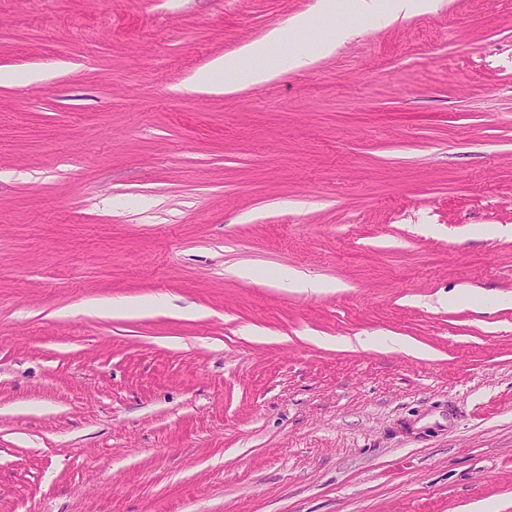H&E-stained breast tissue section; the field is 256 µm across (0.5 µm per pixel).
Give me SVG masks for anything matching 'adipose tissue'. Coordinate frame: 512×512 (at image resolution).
Segmentation results:
<instances>
[{"label":"adipose tissue","instance_id":"adipose-tissue-1","mask_svg":"<svg viewBox=\"0 0 512 512\" xmlns=\"http://www.w3.org/2000/svg\"><path fill=\"white\" fill-rule=\"evenodd\" d=\"M308 26L306 17L298 16L288 25L271 29L263 40L245 45L239 52L215 59L210 67L190 77L186 87L191 91L222 93L227 89L220 82L221 74H233L237 87L243 88L267 83L276 73L266 64L269 51L288 43L294 33Z\"/></svg>","mask_w":512,"mask_h":512}]
</instances>
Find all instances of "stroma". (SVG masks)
<instances>
[{"instance_id":"1","label":"stroma","mask_w":512,"mask_h":512,"mask_svg":"<svg viewBox=\"0 0 512 512\" xmlns=\"http://www.w3.org/2000/svg\"><path fill=\"white\" fill-rule=\"evenodd\" d=\"M315 4L0 0V512H512V0ZM307 27V18L297 16L288 25L271 29L262 41L247 44L236 54L215 59L207 70L188 79L186 89L222 93L273 80L277 72L265 63L269 51L274 47L287 44L294 33L303 31ZM223 73L233 74L236 78L235 85L228 86L220 82L218 77ZM336 52V41L317 40L314 47L307 52L292 53L288 57V67L292 69L305 68L320 58L328 57Z\"/></svg>"}]
</instances>
